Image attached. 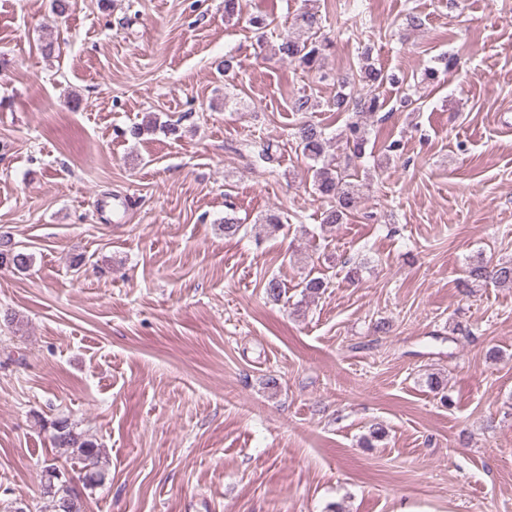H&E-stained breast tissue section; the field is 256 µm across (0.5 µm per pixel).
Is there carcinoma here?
Instances as JSON below:
<instances>
[{
  "label": "carcinoma",
  "mask_w": 512,
  "mask_h": 512,
  "mask_svg": "<svg viewBox=\"0 0 512 512\" xmlns=\"http://www.w3.org/2000/svg\"><path fill=\"white\" fill-rule=\"evenodd\" d=\"M296 24L307 37H293L288 34L282 36L280 42L273 48L274 54L291 64L312 69L330 49L331 41L320 34L321 17L315 12H302L296 18ZM360 72L362 79L372 86H379L387 81L395 82L394 76L384 73L371 63L361 66ZM345 88L346 83H341L340 90L329 103V108L335 112L352 113L344 138L351 157L359 159L365 154V147L368 144L364 118L380 111L383 103L375 95L355 97L344 92ZM156 130L164 133L175 132L168 123H162L154 117L133 128L132 135L138 138L146 132ZM295 137L302 154L318 164L314 169L315 189L321 196L334 201V205L326 211L323 223L330 227L343 223L357 208L362 198L363 186L349 180L346 168L324 161L328 139L324 136L323 129L303 123L297 128ZM2 265L17 271L25 270L31 265V255L17 249L7 233L0 234V266ZM473 275L478 278H489L499 285L512 284V265H496L492 268L481 266L473 270ZM51 429L53 447L72 450L75 464L79 465L83 487L90 488L102 483L105 472L101 467V451L96 441L76 432L66 418L52 421ZM68 475L69 472L58 464L57 459L45 460L41 486L43 495L52 503V512H68L66 506L69 504L81 505V492L73 485Z\"/></svg>",
  "instance_id": "obj_1"
}]
</instances>
